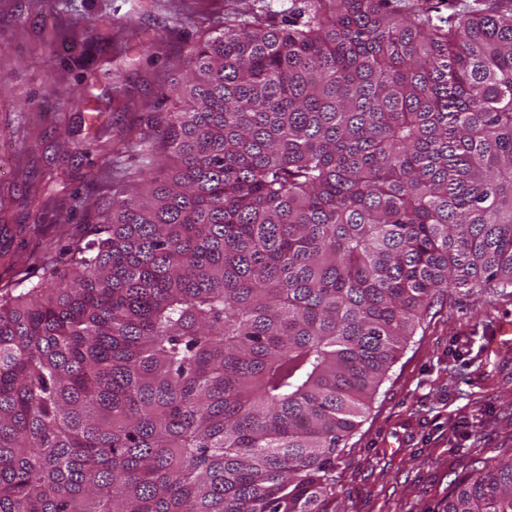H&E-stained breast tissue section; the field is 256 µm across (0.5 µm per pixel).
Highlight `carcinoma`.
Wrapping results in <instances>:
<instances>
[{
  "label": "carcinoma",
  "mask_w": 512,
  "mask_h": 512,
  "mask_svg": "<svg viewBox=\"0 0 512 512\" xmlns=\"http://www.w3.org/2000/svg\"><path fill=\"white\" fill-rule=\"evenodd\" d=\"M306 0L189 47L100 221L0 288V512H347L341 444L450 288H512V0ZM138 178L112 180L121 154ZM441 512H512V457Z\"/></svg>",
  "instance_id": "carcinoma-1"
}]
</instances>
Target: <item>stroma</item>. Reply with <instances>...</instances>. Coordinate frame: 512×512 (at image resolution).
<instances>
[{"label": "stroma", "mask_w": 512, "mask_h": 512, "mask_svg": "<svg viewBox=\"0 0 512 512\" xmlns=\"http://www.w3.org/2000/svg\"><path fill=\"white\" fill-rule=\"evenodd\" d=\"M292 0H0V280L10 259L96 223L104 196L89 165L119 132L140 130L147 107L170 111L162 84L178 78L187 44L225 13L264 6L279 19ZM95 16L99 26L85 27ZM133 20L152 50L111 36ZM87 87L91 99L68 96ZM133 88L120 100L117 86ZM100 107L99 119L90 110ZM70 175L57 194L50 173ZM512 288H459L435 304L408 341L343 450L337 492L348 512H439L470 456L512 457V354L490 352Z\"/></svg>", "instance_id": "obj_1"}]
</instances>
